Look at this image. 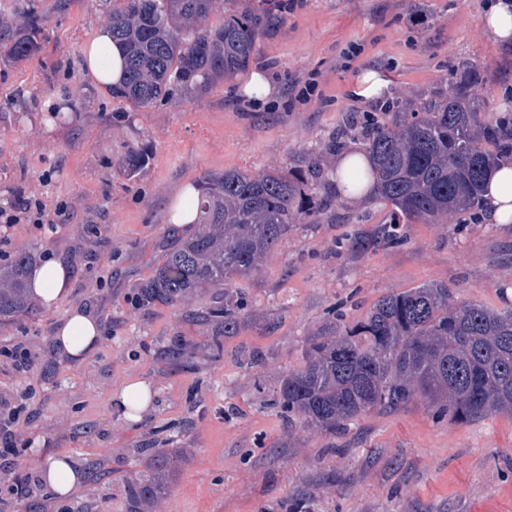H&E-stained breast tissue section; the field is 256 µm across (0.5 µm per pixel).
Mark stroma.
<instances>
[{
  "mask_svg": "<svg viewBox=\"0 0 512 512\" xmlns=\"http://www.w3.org/2000/svg\"><path fill=\"white\" fill-rule=\"evenodd\" d=\"M487 2L300 0L277 11L248 71L201 96L133 108L84 68V46L107 23L102 0H37L47 17L39 53L0 58V207L29 197L46 220L0 228V252L36 247L40 259L70 268L72 284L56 306L0 324V397L24 407L15 427L20 474L60 456L107 474L63 499L34 483L33 512H69L80 499L98 512H128L123 486L142 473L139 448L184 451L152 512H512L510 412L456 422L419 398L325 434L273 404L281 376L302 366L309 336L338 315L363 320L383 294L441 281L455 300L512 305V224L468 213L405 224L401 241L354 254L346 235L389 223L390 206L336 199L326 208L319 189L310 197L316 220L296 224L261 271L240 281L249 306L221 355L211 349L214 326L187 323L179 306L137 302L172 238L168 209L184 184L323 156L347 117L389 121L386 101L408 110L445 94L469 66L484 122L512 112V50L485 34ZM257 70L275 85L274 99L241 93ZM366 71L384 81L381 97L355 96ZM135 140L149 160L129 179L118 164ZM75 308L103 327L100 347L81 362L52 348ZM177 338L193 344L190 362L168 357ZM18 344L35 356L30 371L3 355ZM252 351L263 363L250 369ZM132 379L153 392L136 422L114 402Z\"/></svg>",
  "mask_w": 512,
  "mask_h": 512,
  "instance_id": "35a3bbf8",
  "label": "stroma"
}]
</instances>
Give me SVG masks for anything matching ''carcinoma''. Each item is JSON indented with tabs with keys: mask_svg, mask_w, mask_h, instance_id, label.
Here are the masks:
<instances>
[{
	"mask_svg": "<svg viewBox=\"0 0 512 512\" xmlns=\"http://www.w3.org/2000/svg\"><path fill=\"white\" fill-rule=\"evenodd\" d=\"M112 39L126 50L127 76L112 97L136 108L177 93L202 95L217 81L247 69L258 43L275 26L274 3L243 4L213 24L216 0H105ZM45 17L34 0L12 21L0 13V50L15 61L40 48ZM479 76L463 71L444 97L423 101L410 116L371 122L363 132L373 165L368 177L397 217L436 224L482 206L487 168L512 160V115L492 128L482 125ZM148 154L132 145L119 169L138 176ZM324 163L299 156L290 167L249 174L239 169L210 173L198 198L196 231L164 250L139 302L184 307V318L214 324L216 335L234 336L243 324L246 298L239 279L258 272L307 208L321 185ZM391 222L374 236L357 231L351 250L365 251L398 239ZM34 254L21 249L0 263V322L33 316L36 303L27 282ZM217 288L209 305L187 304L197 292ZM417 398L439 405L452 421L476 420L512 410V306L495 310L458 302L443 282L382 295L355 324L336 318L307 340L303 366L287 371L275 404L301 416L309 428L344 429L374 410H395ZM144 476L125 486L140 509L168 489L180 448H137Z\"/></svg>",
	"mask_w": 512,
	"mask_h": 512,
	"instance_id": "obj_1",
	"label": "carcinoma"
}]
</instances>
